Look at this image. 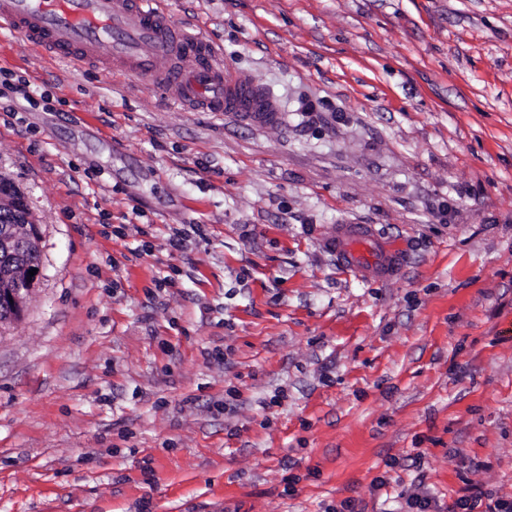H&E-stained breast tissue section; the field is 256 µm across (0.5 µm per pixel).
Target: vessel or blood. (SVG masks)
Returning a JSON list of instances; mask_svg holds the SVG:
<instances>
[{"label": "vessel or blood", "mask_w": 512, "mask_h": 512, "mask_svg": "<svg viewBox=\"0 0 512 512\" xmlns=\"http://www.w3.org/2000/svg\"><path fill=\"white\" fill-rule=\"evenodd\" d=\"M0 27L56 55L148 81L205 112L272 121L281 110L258 78L224 65L202 34L174 23L162 0H0ZM188 58L195 68H183ZM327 246L340 267L366 279H388L403 267L401 249L369 224L337 225Z\"/></svg>", "instance_id": "obj_1"}]
</instances>
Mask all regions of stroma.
Instances as JSON below:
<instances>
[{
	"mask_svg": "<svg viewBox=\"0 0 512 512\" xmlns=\"http://www.w3.org/2000/svg\"><path fill=\"white\" fill-rule=\"evenodd\" d=\"M163 7L277 118L0 28V178L42 255L0 327V512L511 503L512 0ZM340 224L400 275L342 269ZM328 249L342 268L366 279L393 277L403 267L402 251L370 224H340L327 239Z\"/></svg>",
	"mask_w": 512,
	"mask_h": 512,
	"instance_id": "stroma-1",
	"label": "stroma"
}]
</instances>
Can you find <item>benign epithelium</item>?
Returning <instances> with one entry per match:
<instances>
[{"label":"benign epithelium","instance_id":"benign-epithelium-1","mask_svg":"<svg viewBox=\"0 0 512 512\" xmlns=\"http://www.w3.org/2000/svg\"><path fill=\"white\" fill-rule=\"evenodd\" d=\"M0 201L11 210L26 209L24 218L10 231L0 236V249L6 258L0 262V310L21 315L26 299L33 293L39 275L31 276L29 271L40 269L36 262L22 259L23 255L39 253V225L33 212L27 209L22 192L0 193Z\"/></svg>","mask_w":512,"mask_h":512}]
</instances>
